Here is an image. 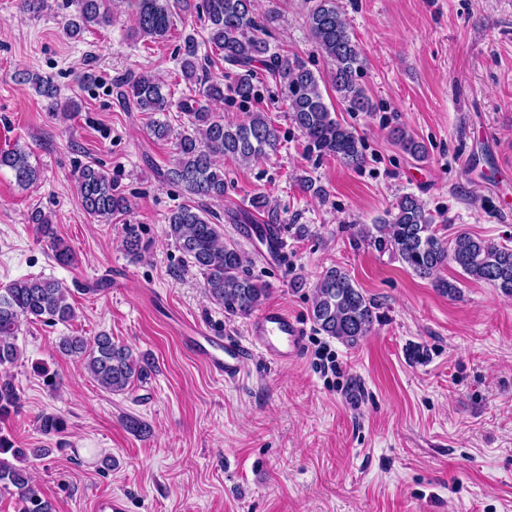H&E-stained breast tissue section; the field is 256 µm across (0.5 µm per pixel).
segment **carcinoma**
<instances>
[{
    "label": "carcinoma",
    "instance_id": "carcinoma-1",
    "mask_svg": "<svg viewBox=\"0 0 512 512\" xmlns=\"http://www.w3.org/2000/svg\"><path fill=\"white\" fill-rule=\"evenodd\" d=\"M76 14L68 20L69 38L77 39L92 26L112 23L116 0H75ZM134 10L135 39H162L174 26L178 15L196 16L204 22L206 37L199 42L190 35L179 49L178 64L183 79L195 86L194 94L173 101L171 92L157 77L148 73H128L116 79V96L133 103L142 112H168L179 109L187 116V126L176 137L177 160L162 173L169 184L182 188L188 201L167 216V236L203 277L208 298L224 307L228 315L248 316L258 310L268 289L244 269V256L234 244L223 242L224 225L207 208V202L224 199L227 182L224 156L247 163L269 156L281 144L278 128L267 113L252 111L240 122H226L209 112L208 105L224 100L230 91L243 104L257 99L259 72H265L280 88L291 120L306 141L309 155L333 157L347 166L364 160L358 133L328 109L320 89V77L302 59L271 50L278 16L256 12L254 0H125ZM310 36L318 51L331 65V82L336 98L349 112H370L373 103L359 83L365 59L358 42L336 6L335 0H315L308 13ZM217 53L227 64L224 74H212L215 60L199 54L200 45ZM23 81L57 104L58 89L53 80L37 72L25 71ZM400 150L417 159L428 155L427 146L412 134L395 129L391 133ZM7 167L17 183L30 186L40 179V169L30 161V152L14 147L0 151V168ZM77 200L90 218L109 224L128 213V199L114 189L112 177L99 165H84L75 172ZM266 217L264 223L279 224L281 218L269 198L255 194L247 208L234 215L235 224H250L254 214ZM47 242L53 260L61 266L76 262L72 248L57 234L51 217L34 209L28 218ZM373 237L379 247L406 264L421 277H429L453 262L475 280L485 281L501 294L512 297V248L459 232L451 240L440 236L430 213L419 197L404 194L394 210L374 225ZM124 250L134 261L147 250L138 227L126 225ZM70 289L48 277H27L0 288V366L12 365L21 355L17 336L25 322L46 325L65 324L75 319ZM310 317L325 335L355 344L367 336L374 323V305L344 270L331 267L314 286ZM59 350L78 360L96 381L110 393H123L134 382L147 378L154 368L150 359L139 356L127 345L112 341L106 333L97 336H65ZM20 398L12 381L0 378V419L18 412ZM39 431L51 439L67 429L64 417L42 413L37 417ZM50 448H20L0 436V497L15 499L18 512H54L53 504L32 484L28 463L47 456Z\"/></svg>",
    "mask_w": 512,
    "mask_h": 512
}]
</instances>
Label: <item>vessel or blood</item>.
Returning <instances> with one entry per match:
<instances>
[{
    "label": "vessel or blood",
    "instance_id": "b4317fda",
    "mask_svg": "<svg viewBox=\"0 0 512 512\" xmlns=\"http://www.w3.org/2000/svg\"><path fill=\"white\" fill-rule=\"evenodd\" d=\"M188 342L217 375L233 382L253 355L277 364L295 361L303 351L304 337L299 322L280 307L269 306L255 316L246 341L217 336L197 327Z\"/></svg>",
    "mask_w": 512,
    "mask_h": 512
}]
</instances>
